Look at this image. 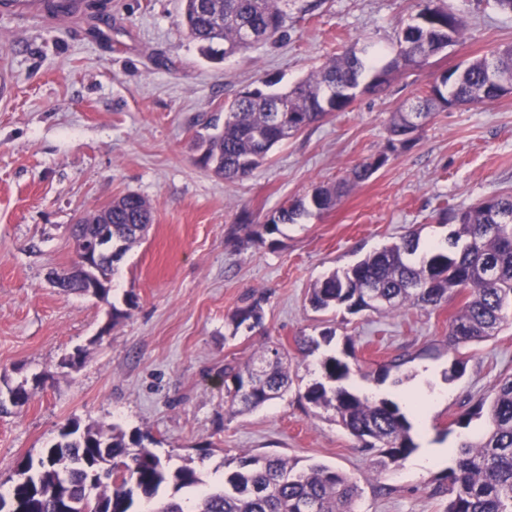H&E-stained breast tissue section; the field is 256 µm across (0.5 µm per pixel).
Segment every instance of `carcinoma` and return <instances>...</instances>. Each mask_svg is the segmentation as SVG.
<instances>
[{"label": "carcinoma", "instance_id": "1", "mask_svg": "<svg viewBox=\"0 0 512 512\" xmlns=\"http://www.w3.org/2000/svg\"><path fill=\"white\" fill-rule=\"evenodd\" d=\"M188 36L201 53L215 57L216 44L224 45L221 58L244 53L260 43L287 34L288 0H182ZM430 17L429 26L415 28V38L402 37L397 56L388 68L374 66L368 48L348 50L331 59L306 79L278 93L247 90L224 106V123L214 118L213 133L201 138V160L216 175L234 181L248 177L277 144L291 134L324 118L322 101L330 96L333 109L341 112L354 99L340 90H374L389 81L394 69L423 64L430 51L443 50L464 32L462 19L440 0H422L419 18ZM487 58L468 63L448 85L456 104L493 102L497 92L484 80ZM374 78L362 84L366 73ZM288 110V127L272 122V109ZM447 108L446 99L426 91L418 102L393 114L390 132H405L407 114L416 112L427 120L432 112ZM266 130L265 146L254 133ZM343 185L316 187L315 203L301 198L282 207L267 225L270 232L280 224H294L314 208H332ZM109 220L112 237L124 249L137 242L136 229L150 222V206L137 194H126L90 213L83 222ZM456 224L447 246L434 248L412 261L419 247L411 233L400 243L385 246L343 271H333L311 288L309 302L316 310L344 307L351 312L388 313L408 306H434L454 295L465 300L452 316L446 345L457 348L480 342L509 323L504 301H512V224H497L493 209L478 202L455 216ZM264 299L251 298L231 317L234 329L262 326ZM322 378L303 395L313 408L330 409L334 420L367 450L377 453L378 464L387 469L403 461L416 448L412 425L400 407L388 400H371L344 385L347 363L328 356L320 362ZM224 395L233 404L255 409L288 391V366L278 348H266L257 360L224 368ZM486 417L484 431L464 440L445 481L433 493L446 498L444 512H512V377L500 379L473 411L456 419L460 427ZM145 436L88 427L75 423L61 432V439L43 449L37 461L20 465L19 478L9 498L0 495V512H57V504L70 500L69 512H82L85 481L91 474H105L98 490V512H136V499L155 496L171 484L175 490L203 484L189 464L170 470L144 445ZM224 482L204 490L194 512H355L360 496L351 478L324 464L302 465L298 460L242 452L224 459Z\"/></svg>", "mask_w": 512, "mask_h": 512}]
</instances>
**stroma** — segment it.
I'll list each match as a JSON object with an SVG mask.
<instances>
[{"label": "stroma", "instance_id": "obj_1", "mask_svg": "<svg viewBox=\"0 0 512 512\" xmlns=\"http://www.w3.org/2000/svg\"><path fill=\"white\" fill-rule=\"evenodd\" d=\"M445 3L465 23L462 38L302 129L233 182L194 146L225 102L263 79L292 86L365 44L389 62L420 0H289L287 38L213 62L181 26L182 0H88L68 21L0 18V71L13 81L0 98V393H29L0 411V494L21 461L76 422L151 437L170 467L193 464L210 486L223 482L225 457L250 451L343 471L362 490L356 512H444L433 489L448 466L420 460L426 449L456 447L466 430L453 420L512 376V326L453 350L445 338L460 300L351 314L312 309L309 291L409 233L423 246L447 238L455 213L512 194V96L436 112L387 149L394 112L443 72L512 45V13L495 0ZM383 152L387 163L368 180L347 183ZM342 182L331 209L265 233L287 203ZM128 193L151 204L152 221L116 263L108 298L52 287L51 273L75 259L72 224ZM253 293L267 297L262 326L233 328ZM304 336L321 342L308 356L298 348ZM272 345L288 355V393L253 411L225 403V366ZM402 353L408 362L378 380ZM328 355L347 361L350 385L374 398L438 393L410 459L379 469L330 412L306 403ZM459 357L466 368L454 378Z\"/></svg>", "mask_w": 512, "mask_h": 512}]
</instances>
